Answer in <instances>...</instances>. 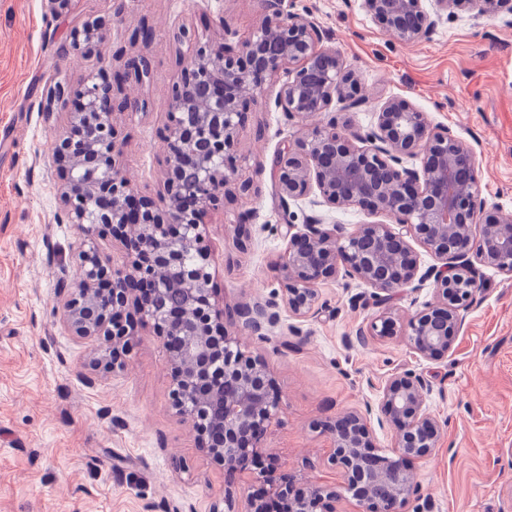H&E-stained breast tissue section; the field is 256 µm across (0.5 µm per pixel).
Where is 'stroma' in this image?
Listing matches in <instances>:
<instances>
[{"label":"stroma","instance_id":"35a3bbf8","mask_svg":"<svg viewBox=\"0 0 512 512\" xmlns=\"http://www.w3.org/2000/svg\"><path fill=\"white\" fill-rule=\"evenodd\" d=\"M290 9L310 12L361 76L368 102L336 109L337 126L368 128L383 102L407 101L472 146L482 198L512 214L511 12L452 16L430 39L402 45L361 0H292ZM90 16L105 20L103 44L71 49L72 26ZM264 20L258 0H73L59 17L43 0H0V512H210L225 490L240 498L262 491L260 473L270 466L299 486L340 485L332 438L317 422L376 405L385 382L406 370L432 382L426 405L444 428L434 454L417 465L420 494L407 512H512V279L494 268L479 267L454 350L438 362L417 357L404 335L433 297L429 281L393 299L398 335L365 345L352 337L379 310L352 305L365 287L347 278L319 283L318 313L281 312L263 336L240 331L242 348L268 363L281 408L231 485L172 410L166 351L150 326H136L113 368L93 367L95 342L63 326L57 291L77 272L80 232L57 219L52 152L63 105L49 102V92L80 88L103 61L120 67L148 57L150 81L125 87L140 113L114 121L127 178L155 196L169 90L192 49L177 40L179 28L217 41L223 28L244 38ZM142 25L154 34L146 45L131 39ZM280 87L258 95L238 133L239 177L249 191L227 200L207 228L214 284L230 306L277 300L286 227L312 214L304 202L281 208L275 196L276 150L300 132L274 108ZM244 210L253 220L242 251L235 220ZM293 326L299 336L290 335Z\"/></svg>","mask_w":512,"mask_h":512}]
</instances>
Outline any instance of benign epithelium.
<instances>
[{
  "mask_svg": "<svg viewBox=\"0 0 512 512\" xmlns=\"http://www.w3.org/2000/svg\"><path fill=\"white\" fill-rule=\"evenodd\" d=\"M266 21L238 40L219 20L221 41L199 43L188 28L180 38L194 44L183 58L179 81L171 87L165 155L156 197L139 195L123 173L122 141L114 116L131 108L121 86L144 78L146 57L132 59L121 71L70 92L56 87L51 97L75 103L60 113L61 130L53 155L62 215L80 230L79 275L59 293L64 325L88 339L112 325L93 366L121 363L132 316L151 325L163 339L173 383L172 406L188 422L197 446L232 482L246 469L280 409L270 371L259 356L242 350L234 328L259 333L279 320L282 306L303 319L318 310L316 285L344 275L372 288L381 307L366 336H391L396 324L390 306L406 288L431 279L432 301L407 322L405 336L424 360H440L453 351L474 301V264L512 278V216L481 198L479 165L468 142L445 127L434 128L425 113L390 99L365 131L336 130L320 117L340 104L365 103L361 79L347 67L341 50L325 46L328 35L309 13H295L285 0H261ZM512 0H362V8L396 42L409 44L431 36L443 19L459 13L489 17ZM102 19L85 20L71 33L76 49L103 38ZM284 76L274 106L301 123L298 136L283 143L274 159V179L283 205L302 200L314 207H357L383 215L392 224H363L353 230L313 216L302 228L288 225L279 256L280 302L220 304L211 272L207 241L210 217L224 210L237 182L235 148L244 114L268 81ZM419 165H414V162ZM252 215L237 216L236 245L247 250ZM480 225L477 238L463 243L459 229ZM112 229L125 251L116 265L93 244L97 229ZM441 261L420 273L415 246ZM432 382L404 371L382 387L377 409L347 412L320 425L331 435V464L340 471V488L307 485L294 489L271 470L266 500L282 499L281 512H337L347 494L362 512H405L419 493L416 465L429 458L442 438V426L426 407ZM378 413L382 425L398 432L396 448L379 454L367 426ZM212 512H271L254 497L239 505L224 494Z\"/></svg>",
  "mask_w": 512,
  "mask_h": 512,
  "instance_id": "benign-epithelium-1",
  "label": "benign epithelium"
}]
</instances>
